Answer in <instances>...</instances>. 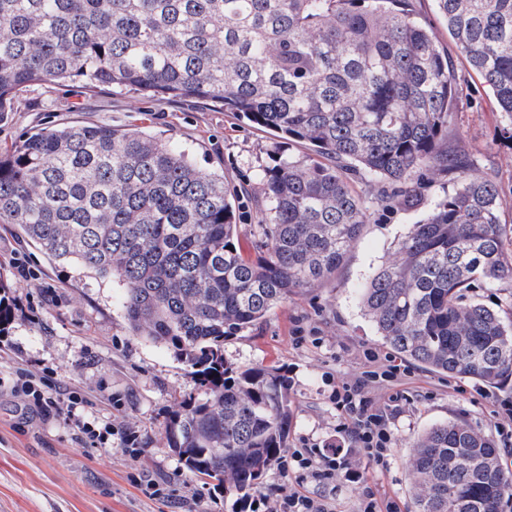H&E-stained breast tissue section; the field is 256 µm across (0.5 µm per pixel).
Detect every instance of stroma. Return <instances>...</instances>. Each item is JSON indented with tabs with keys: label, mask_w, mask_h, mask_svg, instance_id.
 <instances>
[{
	"label": "stroma",
	"mask_w": 512,
	"mask_h": 512,
	"mask_svg": "<svg viewBox=\"0 0 512 512\" xmlns=\"http://www.w3.org/2000/svg\"><path fill=\"white\" fill-rule=\"evenodd\" d=\"M420 24L432 30L451 60L459 107L444 143L463 146L471 163L498 186L502 221L512 226V119L498 112L488 87L468 68L433 0H409ZM143 127L164 143L190 150L198 167L223 175L239 227L238 249L256 259V243L268 221L263 190L266 172L306 154L305 145L224 111L218 104L187 97H146L119 87L88 90L78 84L39 82L16 96L7 122L0 123V151L20 137L63 125ZM355 189L368 208L365 224L336 276L281 303L261 323L224 339V359L240 368L262 367L284 374L293 409L288 443L317 447L336 437L337 378L359 373L363 353L388 355L358 296L397 241L423 220L448 192L443 177L423 174L421 206L379 201L381 186L365 179ZM19 254L39 275L26 287L9 264ZM0 280L15 300L0 325V372L47 368L63 388L85 391L95 416L139 430L143 452L134 457L113 443L92 448L72 439L62 418L28 415L0 387V512H241L236 497L190 473L170 448L165 425L204 390L166 347L134 335L125 318L119 283L92 278L61 265L0 224ZM475 381L451 379L412 367L395 384H382L378 398H398L392 420L395 446L386 467L367 474L402 512H410V446L431 427L460 418L490 439L498 434L490 403L474 392ZM165 480L169 498L143 493L139 475Z\"/></svg>",
	"instance_id": "obj_1"
}]
</instances>
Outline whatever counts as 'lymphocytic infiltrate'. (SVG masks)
<instances>
[{
    "label": "lymphocytic infiltrate",
    "instance_id": "1",
    "mask_svg": "<svg viewBox=\"0 0 512 512\" xmlns=\"http://www.w3.org/2000/svg\"><path fill=\"white\" fill-rule=\"evenodd\" d=\"M364 358L368 370L336 384V434L341 447L328 453L320 448L293 450L291 457L299 463L302 474L288 488L264 495L261 505L265 512H331L328 501L311 496L304 484L341 480L357 491L359 512H400L399 505L368 479L363 464L368 461L386 466L395 443L387 408L372 393L379 382L395 381L408 375L409 369L393 360L380 364L378 353L372 351L365 352ZM6 382L26 409L42 416L63 417L79 441L107 448L117 439L131 455L140 454L139 432L130 427L116 428L89 414V401L81 390L57 391L50 376L37 370L9 374Z\"/></svg>",
    "mask_w": 512,
    "mask_h": 512
}]
</instances>
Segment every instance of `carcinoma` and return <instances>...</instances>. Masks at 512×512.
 I'll list each match as a JSON object with an SVG mask.
<instances>
[{"label": "carcinoma", "mask_w": 512, "mask_h": 512, "mask_svg": "<svg viewBox=\"0 0 512 512\" xmlns=\"http://www.w3.org/2000/svg\"><path fill=\"white\" fill-rule=\"evenodd\" d=\"M512 118V0H434ZM217 100L311 152L265 177L270 227L246 260L224 177L138 129L64 125L0 153V223L49 258L122 284L139 336L206 388L166 423L186 469L248 499L288 448L287 379L224 360V336L336 275L368 221L358 177L421 204L451 190L368 278L359 304L407 362L492 388L512 380V322L469 296L512 281L502 200L444 147L456 79L407 0H0V122L36 82ZM412 512H503L512 474L463 420L411 445Z\"/></svg>", "instance_id": "cac0c4a2"}]
</instances>
